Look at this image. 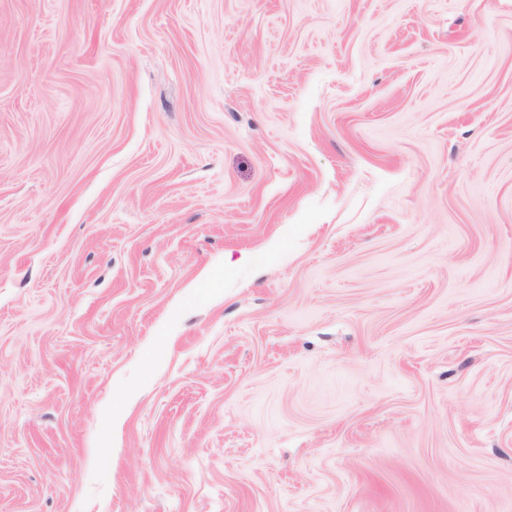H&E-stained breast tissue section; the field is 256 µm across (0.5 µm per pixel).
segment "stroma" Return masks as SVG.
I'll return each mask as SVG.
<instances>
[{
  "label": "stroma",
  "mask_w": 512,
  "mask_h": 512,
  "mask_svg": "<svg viewBox=\"0 0 512 512\" xmlns=\"http://www.w3.org/2000/svg\"><path fill=\"white\" fill-rule=\"evenodd\" d=\"M0 512H512V0H0Z\"/></svg>",
  "instance_id": "1"
}]
</instances>
